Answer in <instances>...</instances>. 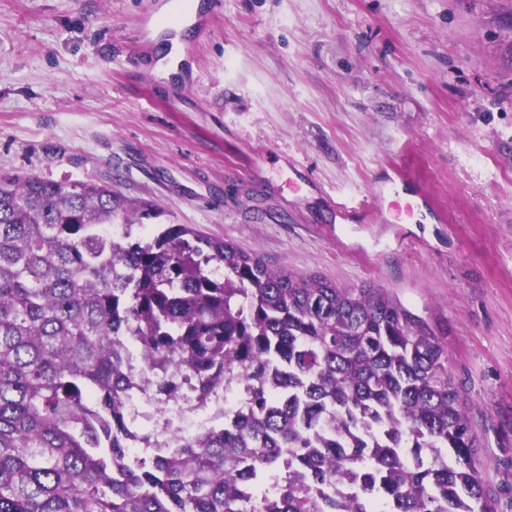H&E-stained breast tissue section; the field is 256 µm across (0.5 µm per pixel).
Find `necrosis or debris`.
I'll list each match as a JSON object with an SVG mask.
<instances>
[{"label": "necrosis or debris", "mask_w": 512, "mask_h": 512, "mask_svg": "<svg viewBox=\"0 0 512 512\" xmlns=\"http://www.w3.org/2000/svg\"><path fill=\"white\" fill-rule=\"evenodd\" d=\"M128 360L124 382L126 447H142L144 434H151L154 452L171 454L185 439L207 435L239 419L247 408V385L237 382L218 388L206 403H198V390L186 375L174 376V387L160 392L162 373L148 360L142 348L125 341Z\"/></svg>", "instance_id": "obj_1"}]
</instances>
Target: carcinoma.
Here are the masks:
<instances>
[{
    "instance_id": "carcinoma-1",
    "label": "carcinoma",
    "mask_w": 512,
    "mask_h": 512,
    "mask_svg": "<svg viewBox=\"0 0 512 512\" xmlns=\"http://www.w3.org/2000/svg\"><path fill=\"white\" fill-rule=\"evenodd\" d=\"M158 215L110 185L0 175V512H496L447 350L420 317L187 224L142 236ZM117 336L203 400L242 376L247 414L127 463ZM360 427L375 445L351 439ZM341 482L357 495L313 493Z\"/></svg>"
}]
</instances>
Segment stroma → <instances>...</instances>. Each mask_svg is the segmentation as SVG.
I'll use <instances>...</instances> for the list:
<instances>
[{"label": "stroma", "mask_w": 512, "mask_h": 512, "mask_svg": "<svg viewBox=\"0 0 512 512\" xmlns=\"http://www.w3.org/2000/svg\"><path fill=\"white\" fill-rule=\"evenodd\" d=\"M161 0H0V174L94 181L270 267L385 289L448 352L512 512V0H203L188 90Z\"/></svg>", "instance_id": "obj_1"}]
</instances>
